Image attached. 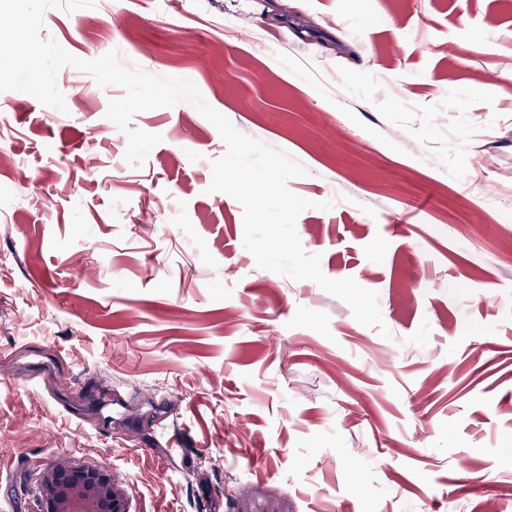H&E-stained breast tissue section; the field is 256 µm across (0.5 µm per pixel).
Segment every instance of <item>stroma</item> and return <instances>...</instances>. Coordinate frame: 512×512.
I'll use <instances>...</instances> for the list:
<instances>
[{"label": "stroma", "instance_id": "obj_1", "mask_svg": "<svg viewBox=\"0 0 512 512\" xmlns=\"http://www.w3.org/2000/svg\"><path fill=\"white\" fill-rule=\"evenodd\" d=\"M44 24L302 164L305 252L384 325L257 267L190 101L133 117L163 137L133 166L122 88L66 67L64 109L0 92V512H37L58 461L106 470L127 512H502L512 0H109ZM104 382L136 428H103Z\"/></svg>", "mask_w": 512, "mask_h": 512}]
</instances>
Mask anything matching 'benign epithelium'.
<instances>
[{
    "label": "benign epithelium",
    "mask_w": 512,
    "mask_h": 512,
    "mask_svg": "<svg viewBox=\"0 0 512 512\" xmlns=\"http://www.w3.org/2000/svg\"><path fill=\"white\" fill-rule=\"evenodd\" d=\"M41 512H127L112 478L98 468L73 469L58 462L38 484Z\"/></svg>",
    "instance_id": "benign-epithelium-1"
}]
</instances>
